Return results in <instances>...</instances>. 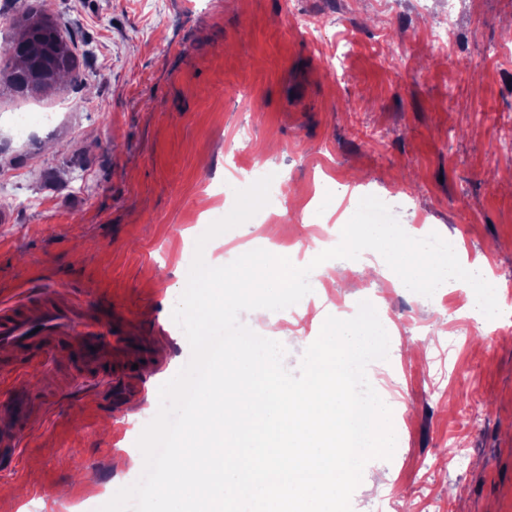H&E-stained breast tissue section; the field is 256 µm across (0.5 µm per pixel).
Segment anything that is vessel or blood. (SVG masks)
<instances>
[{"label":"vessel or blood","instance_id":"1","mask_svg":"<svg viewBox=\"0 0 512 512\" xmlns=\"http://www.w3.org/2000/svg\"><path fill=\"white\" fill-rule=\"evenodd\" d=\"M127 342L122 321L94 310L77 289L28 288L0 299V356L8 358L15 372L13 382L0 389L13 410L12 423L0 425L7 470L19 466V430L32 409L29 373L61 352L66 378L105 387L116 376L114 363Z\"/></svg>","mask_w":512,"mask_h":512}]
</instances>
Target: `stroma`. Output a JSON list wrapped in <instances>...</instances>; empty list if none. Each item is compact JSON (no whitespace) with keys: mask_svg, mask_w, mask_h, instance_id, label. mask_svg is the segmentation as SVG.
Masks as SVG:
<instances>
[{"mask_svg":"<svg viewBox=\"0 0 512 512\" xmlns=\"http://www.w3.org/2000/svg\"><path fill=\"white\" fill-rule=\"evenodd\" d=\"M76 60L74 79L0 114L67 103L28 140L0 123V294L38 282L81 289L126 319L135 370L111 390H58L55 367L29 391L51 399L22 429L17 472L0 473V512H98L143 470L136 441L158 390L191 358L172 319L197 226L227 215L236 190L272 175L269 203L204 248L234 241L276 259L353 267L341 227L398 204L405 235L437 259L488 258L486 280L446 301L353 270L348 284L288 289L261 336H287L298 371L327 316L376 308L387 360L367 377L391 408L397 445L374 459L352 512H512V0H471L454 45L428 40L448 0H39ZM338 18L322 40L289 12ZM328 230L327 248L301 253ZM500 290V315L473 329L467 296ZM462 465H451L458 450Z\"/></svg>","mask_w":512,"mask_h":512,"instance_id":"obj_1","label":"stroma"}]
</instances>
